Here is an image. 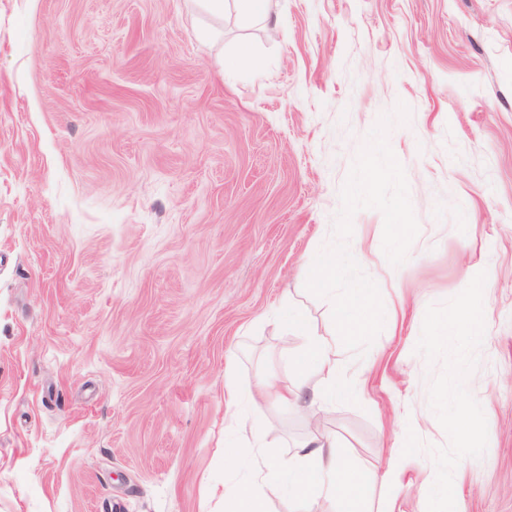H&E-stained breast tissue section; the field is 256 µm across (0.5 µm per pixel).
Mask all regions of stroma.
I'll return each mask as SVG.
<instances>
[{
	"instance_id": "stroma-1",
	"label": "stroma",
	"mask_w": 512,
	"mask_h": 512,
	"mask_svg": "<svg viewBox=\"0 0 512 512\" xmlns=\"http://www.w3.org/2000/svg\"><path fill=\"white\" fill-rule=\"evenodd\" d=\"M244 41L258 68H225ZM400 102L419 234L392 266L366 209L349 249L405 320L337 347L363 403L268 407L257 431L279 464L312 434L359 467L404 425L447 445L441 367L415 348L427 308L483 271L466 387L488 444L454 496L512 512V0H271L249 24L201 0H0V512H221L225 386L294 377L289 305L335 336L304 265ZM435 475L421 453L375 498L426 512Z\"/></svg>"
}]
</instances>
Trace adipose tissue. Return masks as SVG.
Returning <instances> with one entry per match:
<instances>
[{"label": "adipose tissue", "mask_w": 512, "mask_h": 512, "mask_svg": "<svg viewBox=\"0 0 512 512\" xmlns=\"http://www.w3.org/2000/svg\"><path fill=\"white\" fill-rule=\"evenodd\" d=\"M379 312L384 319L397 321V307L377 309L372 289L359 285L343 310L342 327L355 334L368 313ZM288 323L306 338L302 366L316 379L313 390L316 403L326 405L336 399L356 400L360 391L352 387L336 360V343L326 336L310 334L304 317L289 309ZM304 392L299 381H288L269 371L260 375L246 391L232 390V410L224 417L225 442H238L244 452L237 458L240 475L224 483L220 499L224 512H266L267 502L283 493L336 505L338 512H372L369 490L375 484L397 483L401 471L388 462L385 471L360 470L347 463L336 450L335 437L312 436L300 443L297 463L288 469L271 468L261 451L260 438L246 439L242 433L254 423L264 406L288 408L299 405Z\"/></svg>", "instance_id": "ef3b65f1"}]
</instances>
